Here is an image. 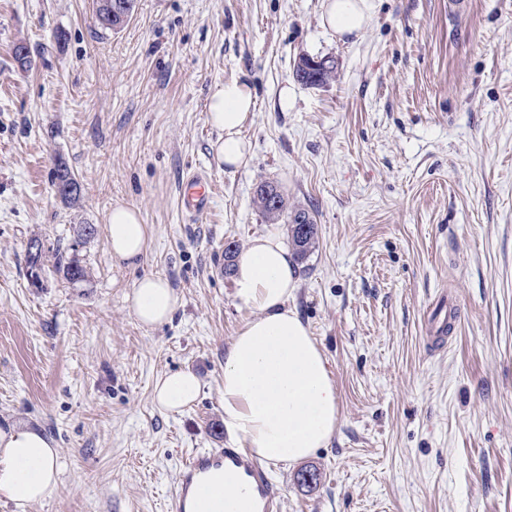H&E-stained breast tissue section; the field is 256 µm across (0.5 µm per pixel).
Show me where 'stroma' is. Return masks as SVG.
Instances as JSON below:
<instances>
[{"label":"stroma","mask_w":512,"mask_h":512,"mask_svg":"<svg viewBox=\"0 0 512 512\" xmlns=\"http://www.w3.org/2000/svg\"><path fill=\"white\" fill-rule=\"evenodd\" d=\"M373 3L340 36L322 0H137L117 33L94 0H0V426L52 440L61 471L25 512H172L188 454L238 447L219 393L252 313L219 268L228 244L287 235L253 203L263 180L315 215L293 303L339 404L327 447L267 464L280 512H512V0ZM303 56L336 80L297 81ZM232 80L256 101L238 169L207 119ZM58 156L77 204L51 185ZM193 172L214 185L195 221L179 206ZM118 205L149 229L133 266L107 243ZM34 236L85 280L48 267L31 285ZM147 274L181 297L154 328L127 302ZM177 370L202 392L172 414L153 385ZM324 62L326 63L324 70L319 74L320 76L318 78L317 76L314 77L317 79H313L312 76L308 75L305 69L309 71L311 69L320 68L322 66V60L318 59H311L310 61H308L307 65H303L304 69H301L299 66H296L294 70L295 78L302 84L309 86L326 85L331 81H334L336 79V67L330 60L324 59ZM53 268L70 283L80 282L85 278L84 268L75 259H68L64 250H57L55 253Z\"/></svg>","instance_id":"1"}]
</instances>
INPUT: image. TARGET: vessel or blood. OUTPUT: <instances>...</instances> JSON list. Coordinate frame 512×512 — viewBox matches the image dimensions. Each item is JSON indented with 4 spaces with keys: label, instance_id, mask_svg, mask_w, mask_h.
Wrapping results in <instances>:
<instances>
[{
    "label": "vessel or blood",
    "instance_id": "b4317fda",
    "mask_svg": "<svg viewBox=\"0 0 512 512\" xmlns=\"http://www.w3.org/2000/svg\"><path fill=\"white\" fill-rule=\"evenodd\" d=\"M210 183L206 176L196 173L186 181L182 206L189 216L204 214L211 203ZM229 467L242 473L249 480L260 512H278L280 490L270 479L263 467L248 453L237 448H202L190 453L179 473L178 489L174 495V512H186L189 499L203 496L219 502L225 496L224 488L200 487L198 477L212 468Z\"/></svg>",
    "mask_w": 512,
    "mask_h": 512
}]
</instances>
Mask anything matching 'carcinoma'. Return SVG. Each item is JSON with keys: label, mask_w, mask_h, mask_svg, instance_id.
<instances>
[{"label": "carcinoma", "mask_w": 512, "mask_h": 512, "mask_svg": "<svg viewBox=\"0 0 512 512\" xmlns=\"http://www.w3.org/2000/svg\"><path fill=\"white\" fill-rule=\"evenodd\" d=\"M127 4L124 16L111 15L109 0H96V16L99 23L106 29L118 31L131 19L136 0H124ZM294 76L297 81L309 85H326L336 79V67L331 61H326L324 70L316 79L299 67L295 68ZM78 180L69 169L63 158H57L53 171L52 184L60 199L67 204L78 202L81 190L71 191L67 185L76 184ZM253 203L262 215L270 221L285 220L290 225L292 242L299 258H305L316 247L317 228L313 212L302 206L288 205V199L278 190L277 185L270 181L260 182L255 191ZM53 268L70 283L84 280L85 270L75 259L66 257L65 252L55 253Z\"/></svg>", "instance_id": "cac0c4a2"}]
</instances>
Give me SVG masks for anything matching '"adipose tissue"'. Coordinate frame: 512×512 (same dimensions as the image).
Returning a JSON list of instances; mask_svg holds the SVG:
<instances>
[{
  "instance_id": "obj_1",
  "label": "adipose tissue",
  "mask_w": 512,
  "mask_h": 512,
  "mask_svg": "<svg viewBox=\"0 0 512 512\" xmlns=\"http://www.w3.org/2000/svg\"><path fill=\"white\" fill-rule=\"evenodd\" d=\"M372 17L370 0H324V26L355 34ZM255 98L248 83L229 81L213 91L208 116L221 132L218 156L226 166L249 159L242 131ZM147 226L138 209L117 206L108 217L107 241L113 257L136 263L147 250ZM235 296L253 313L224 356L220 404L228 432L247 442L259 461L297 463L327 447L338 422L336 386L327 360L292 300L298 278L291 253L274 234L254 238L234 262ZM130 308L146 327L168 320L181 304L169 282L149 275L129 295ZM200 392L197 376L178 371L160 377L153 389L156 405L178 413ZM57 450L40 432L18 425L0 428V500L17 508L50 498L58 484ZM226 490V512H257L242 476L232 469L200 474Z\"/></svg>"
}]
</instances>
